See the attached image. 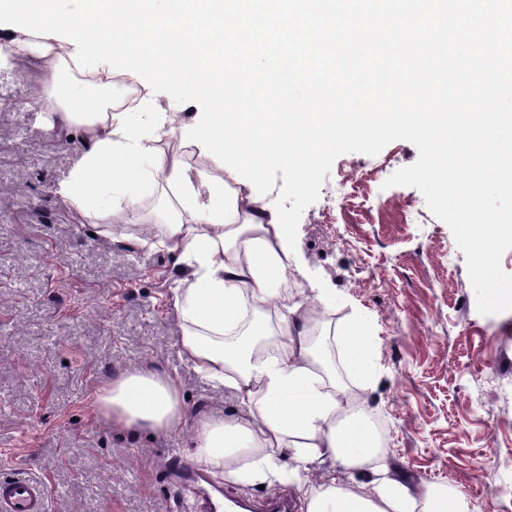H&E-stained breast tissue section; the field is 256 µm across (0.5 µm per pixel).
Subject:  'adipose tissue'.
Listing matches in <instances>:
<instances>
[{
	"mask_svg": "<svg viewBox=\"0 0 512 512\" xmlns=\"http://www.w3.org/2000/svg\"><path fill=\"white\" fill-rule=\"evenodd\" d=\"M29 43L51 79L37 114L41 126L81 131L86 154L98 141L113 139L121 88L107 66H99L95 87L75 94L60 78L74 45L43 46L35 36ZM154 177L168 207L145 243L178 253L185 267L172 290L183 323L181 352L243 405L238 414L196 421V464L244 485L296 483L305 512H471L452 487L419 489L389 476L363 407L345 398L335 370L314 356L318 308L283 287L290 253L282 214L236 186L225 169L193 171L177 153L163 157ZM337 343L348 371L371 378L368 326H345ZM96 402L113 426L130 432L163 434L185 416L179 381L147 368L112 379L99 388ZM329 460L346 468L370 464L367 491L313 481L312 466Z\"/></svg>",
	"mask_w": 512,
	"mask_h": 512,
	"instance_id": "ef3b65f1",
	"label": "adipose tissue"
}]
</instances>
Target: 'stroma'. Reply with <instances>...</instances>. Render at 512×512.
Here are the masks:
<instances>
[{"instance_id": "stroma-1", "label": "stroma", "mask_w": 512, "mask_h": 512, "mask_svg": "<svg viewBox=\"0 0 512 512\" xmlns=\"http://www.w3.org/2000/svg\"><path fill=\"white\" fill-rule=\"evenodd\" d=\"M49 90L35 62L0 70V475L45 481L50 512H202L164 469L193 466L194 422L240 400L180 353L176 255L144 248L135 219L100 234L55 195L82 143L36 125L32 104ZM417 158L403 140L339 156L301 216L290 285L301 301L329 289L328 327L370 324L375 381L347 380L387 427L394 475L453 485L472 512H512V310L480 314L449 226L417 188L385 187ZM144 366L179 380L178 429L133 435L101 415L98 388ZM209 480L234 501L298 495Z\"/></svg>"}]
</instances>
